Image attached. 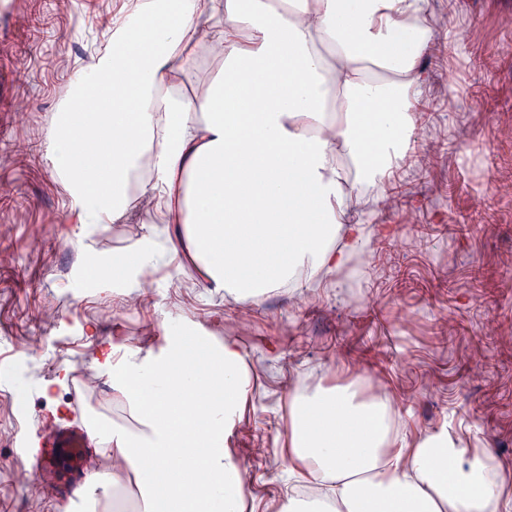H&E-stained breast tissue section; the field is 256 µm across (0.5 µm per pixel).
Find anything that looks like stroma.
<instances>
[{
    "instance_id": "obj_1",
    "label": "stroma",
    "mask_w": 512,
    "mask_h": 512,
    "mask_svg": "<svg viewBox=\"0 0 512 512\" xmlns=\"http://www.w3.org/2000/svg\"><path fill=\"white\" fill-rule=\"evenodd\" d=\"M123 5L0 0V359L14 364L0 368V512L22 502L63 512L73 498L41 470L27 488L14 483L21 446L46 455L58 425L66 389L41 391L58 359L80 362L93 335L150 348L165 312L208 327L233 318L249 356L253 391L231 442L251 475L243 512L288 491V389L311 375L343 385L363 372L401 402L407 441L445 425L512 466V0H432L415 149L396 169L401 196L365 217L375 244L358 271L302 304L278 292L234 315L181 256L160 255L144 306L120 305L123 288L87 278L88 254L126 248L127 227L80 223L51 171L48 134Z\"/></svg>"
}]
</instances>
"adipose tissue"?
<instances>
[{"instance_id": "1", "label": "adipose tissue", "mask_w": 512, "mask_h": 512, "mask_svg": "<svg viewBox=\"0 0 512 512\" xmlns=\"http://www.w3.org/2000/svg\"><path fill=\"white\" fill-rule=\"evenodd\" d=\"M430 16L431 0H126L59 103L53 171L82 223L158 211L166 250L238 305L340 275L367 252L352 213L411 148ZM89 263L136 287L131 306L155 281L142 236ZM95 369L129 420L96 442L85 512L123 487L137 512H243L229 443L252 377L232 337L163 321L150 349L100 345ZM289 409L291 472L317 493L276 512H512V469L445 428L406 446L398 401L316 385Z\"/></svg>"}]
</instances>
